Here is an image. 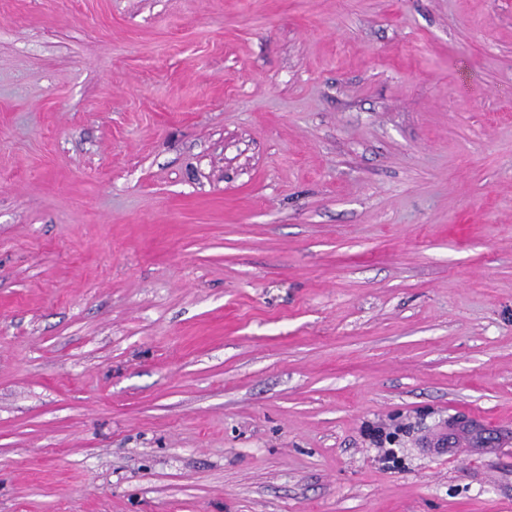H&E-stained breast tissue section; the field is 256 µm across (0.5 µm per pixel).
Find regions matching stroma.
I'll return each mask as SVG.
<instances>
[{
  "label": "stroma",
  "mask_w": 512,
  "mask_h": 512,
  "mask_svg": "<svg viewBox=\"0 0 512 512\" xmlns=\"http://www.w3.org/2000/svg\"><path fill=\"white\" fill-rule=\"evenodd\" d=\"M0 512H512V0H0Z\"/></svg>",
  "instance_id": "stroma-1"
}]
</instances>
